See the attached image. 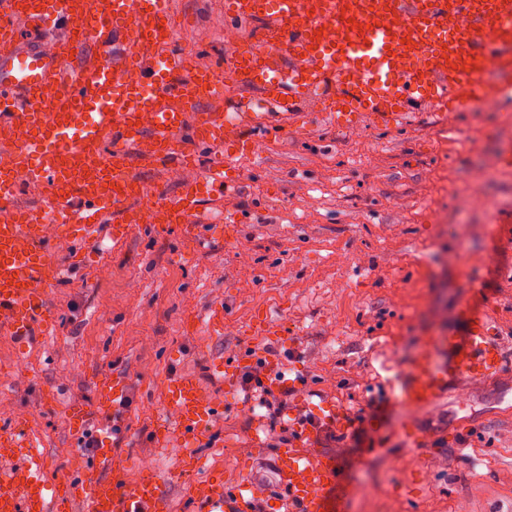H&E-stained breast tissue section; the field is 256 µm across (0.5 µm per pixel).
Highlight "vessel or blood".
<instances>
[{
	"label": "vessel or blood",
	"instance_id": "vessel-or-blood-1",
	"mask_svg": "<svg viewBox=\"0 0 512 512\" xmlns=\"http://www.w3.org/2000/svg\"><path fill=\"white\" fill-rule=\"evenodd\" d=\"M174 16L171 0H0V333L16 342L53 328L48 294L68 277L54 256L63 241L93 240L108 213L118 215L113 239L174 225L197 244L202 203L233 187L240 156L307 132L314 118L398 127L413 102L453 114L512 94V0H224L232 51L221 68L188 58L170 31ZM274 111L287 125L271 121ZM204 145L221 151L205 165ZM142 166L182 170L178 192L144 181ZM31 188L51 194L19 205ZM49 216L56 232L43 229ZM467 322L465 335L429 340L404 368L397 408L427 409L451 381L502 371L500 339L475 316ZM252 363L245 352L209 361L220 396L197 374H177L167 419L200 438ZM125 389L118 373L96 380L93 403L70 410L75 431L107 420ZM347 426V411L331 405L297 421L276 449L278 487L296 512H334L338 464L313 442ZM0 458L15 462L0 479V512H167L159 478L130 479L108 444L63 487L46 477L23 422L0 429ZM188 491L195 512H254L260 496L244 478Z\"/></svg>",
	"mask_w": 512,
	"mask_h": 512
}]
</instances>
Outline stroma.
Wrapping results in <instances>:
<instances>
[{"instance_id": "stroma-1", "label": "stroma", "mask_w": 512, "mask_h": 512, "mask_svg": "<svg viewBox=\"0 0 512 512\" xmlns=\"http://www.w3.org/2000/svg\"><path fill=\"white\" fill-rule=\"evenodd\" d=\"M174 2L181 48L214 63L224 0ZM235 178L236 194L206 210H239L237 239L213 223L202 248L176 229L116 243L107 219L96 244L57 253L69 274L49 292L55 332L26 347L0 334V426L25 414L47 477L66 483L94 457L69 410L118 372L127 395L102 438L130 476L151 466L169 512H189L187 486L211 476L271 489L276 442L252 392L225 400L199 440H155L172 376L193 371L220 392L209 360L250 349L298 380L285 410L300 402L316 416L334 404L352 417L345 435L316 443L337 458L345 512H512V366L485 383L452 382L426 410L390 403L396 371L428 337L466 333L462 306L512 352V111L421 107L390 129L319 123L244 160ZM216 304L220 336L205 326ZM260 312L288 336H247Z\"/></svg>"}]
</instances>
